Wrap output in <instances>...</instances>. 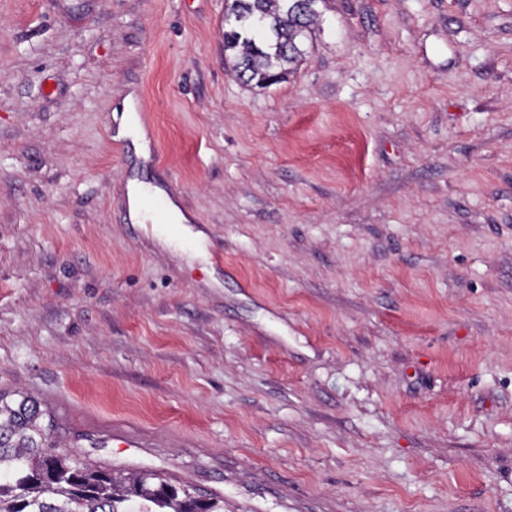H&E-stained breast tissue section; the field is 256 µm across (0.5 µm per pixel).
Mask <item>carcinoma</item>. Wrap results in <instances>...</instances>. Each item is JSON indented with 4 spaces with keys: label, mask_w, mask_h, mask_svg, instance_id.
<instances>
[{
    "label": "carcinoma",
    "mask_w": 512,
    "mask_h": 512,
    "mask_svg": "<svg viewBox=\"0 0 512 512\" xmlns=\"http://www.w3.org/2000/svg\"><path fill=\"white\" fill-rule=\"evenodd\" d=\"M325 0H228L235 26L224 50L235 53L234 71L258 87L286 75L304 54V39ZM54 420L27 397L0 395V512H224V500L188 484L169 483L145 470L130 485L106 467L52 440Z\"/></svg>",
    "instance_id": "carcinoma-1"
}]
</instances>
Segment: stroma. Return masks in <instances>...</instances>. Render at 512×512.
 Here are the masks:
<instances>
[{
    "label": "stroma",
    "mask_w": 512,
    "mask_h": 512,
    "mask_svg": "<svg viewBox=\"0 0 512 512\" xmlns=\"http://www.w3.org/2000/svg\"><path fill=\"white\" fill-rule=\"evenodd\" d=\"M0 393L224 512H512V0H329L265 88L224 0H0ZM104 438H92L94 440L103 441L105 446L108 443V440L118 441L122 445L127 446L128 448H143L148 443V438L142 434L141 432H138L136 430H113L112 434L109 435H103Z\"/></svg>",
    "instance_id": "obj_1"
}]
</instances>
